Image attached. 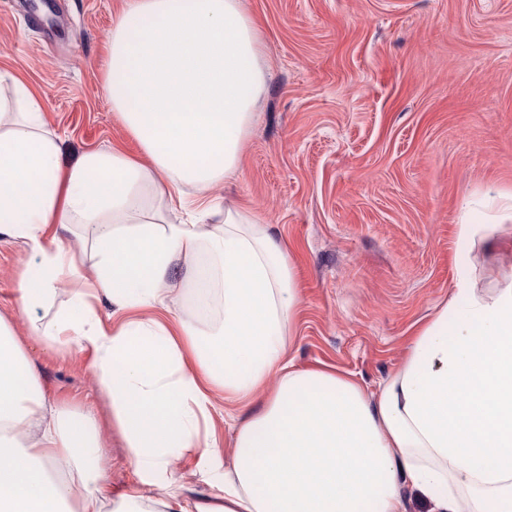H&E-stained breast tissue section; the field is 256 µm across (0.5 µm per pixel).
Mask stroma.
<instances>
[{
    "label": "stroma",
    "mask_w": 512,
    "mask_h": 512,
    "mask_svg": "<svg viewBox=\"0 0 512 512\" xmlns=\"http://www.w3.org/2000/svg\"><path fill=\"white\" fill-rule=\"evenodd\" d=\"M243 2L260 27L268 85L241 174L216 194L288 248L295 367H334L378 390L462 270L485 291L503 272L512 222L490 251L466 250L458 226L488 223L484 198L512 192V0ZM123 5L0 0V71L42 97L64 163L115 145L140 152L102 90ZM29 258L0 239V313L21 332ZM26 345L46 393L97 412L113 494L135 486L92 351L33 336Z\"/></svg>",
    "instance_id": "35a3bbf8"
}]
</instances>
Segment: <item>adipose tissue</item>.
<instances>
[{"mask_svg":"<svg viewBox=\"0 0 512 512\" xmlns=\"http://www.w3.org/2000/svg\"><path fill=\"white\" fill-rule=\"evenodd\" d=\"M261 43L242 0H126L102 88L140 153L71 166L39 98L0 71V237L30 255L19 311L48 346L91 349L138 477L112 494L97 416L45 393L0 315V512H406L411 495L428 512H512V273L489 294L462 277L371 392L294 367L295 271L267 224L201 198L195 222L172 221L166 196L239 175L266 86ZM78 225L97 249L89 268L70 243ZM64 279L69 303L37 318ZM187 291L195 313L160 320ZM217 395L248 411L227 456ZM176 456L199 458L216 492L183 498Z\"/></svg>","mask_w":512,"mask_h":512,"instance_id":"adipose-tissue-1","label":"adipose tissue"}]
</instances>
